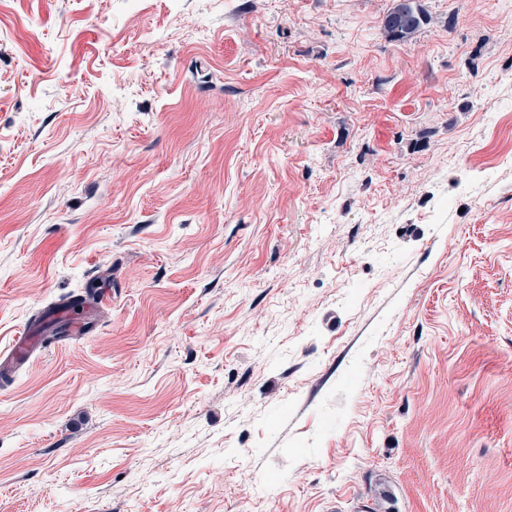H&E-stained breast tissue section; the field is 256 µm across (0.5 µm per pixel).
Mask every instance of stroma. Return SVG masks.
<instances>
[{
    "mask_svg": "<svg viewBox=\"0 0 512 512\" xmlns=\"http://www.w3.org/2000/svg\"><path fill=\"white\" fill-rule=\"evenodd\" d=\"M0 0V512H512V0ZM416 0H396L385 17L383 31L390 40L412 37L427 24V16ZM109 297L106 294L92 298L87 303L81 304V311L71 312L65 309L54 315L55 318L61 319L60 322L65 328L66 336H81L90 332L92 320V312L95 308H103L108 305ZM30 331L24 328L19 336H16L8 353L0 358L3 373L7 375L16 365L25 362L35 345V339L30 336Z\"/></svg>",
    "mask_w": 512,
    "mask_h": 512,
    "instance_id": "1",
    "label": "stroma"
}]
</instances>
